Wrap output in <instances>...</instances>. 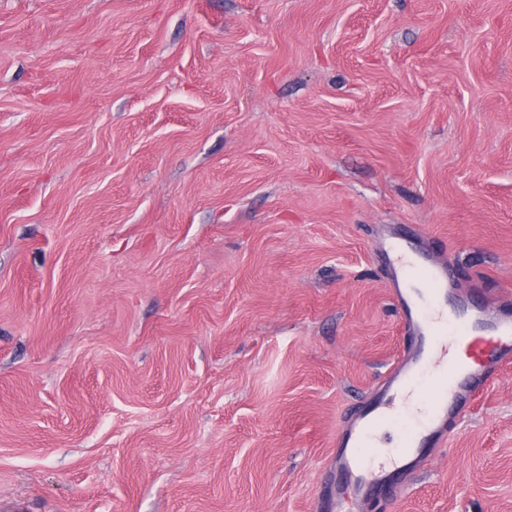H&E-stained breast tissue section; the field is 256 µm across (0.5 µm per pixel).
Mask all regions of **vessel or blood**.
Instances as JSON below:
<instances>
[{"mask_svg":"<svg viewBox=\"0 0 512 512\" xmlns=\"http://www.w3.org/2000/svg\"><path fill=\"white\" fill-rule=\"evenodd\" d=\"M384 259L409 342L375 395L358 408L353 426L340 434L336 483L325 489L323 512H346L339 484L353 487L359 498L394 494L397 476L445 437L449 415L499 366L512 363V312L490 310L472 297L454 308L447 264L422 257L404 238H389ZM398 415L406 427L386 463L374 465L367 457L373 432Z\"/></svg>","mask_w":512,"mask_h":512,"instance_id":"1","label":"vessel or blood"}]
</instances>
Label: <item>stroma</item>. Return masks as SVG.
<instances>
[{"mask_svg": "<svg viewBox=\"0 0 512 512\" xmlns=\"http://www.w3.org/2000/svg\"><path fill=\"white\" fill-rule=\"evenodd\" d=\"M390 233L512 292V0H0V501L322 512ZM379 508L512 512V366Z\"/></svg>", "mask_w": 512, "mask_h": 512, "instance_id": "1", "label": "stroma"}]
</instances>
